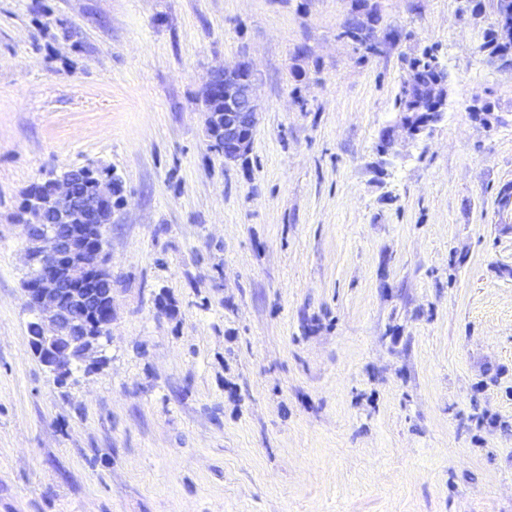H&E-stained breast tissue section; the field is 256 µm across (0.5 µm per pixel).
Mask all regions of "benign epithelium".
Returning a JSON list of instances; mask_svg holds the SVG:
<instances>
[{
	"label": "benign epithelium",
	"instance_id": "obj_1",
	"mask_svg": "<svg viewBox=\"0 0 512 512\" xmlns=\"http://www.w3.org/2000/svg\"><path fill=\"white\" fill-rule=\"evenodd\" d=\"M447 95L446 78L420 95L406 88L396 123L382 131L383 151L394 145V130L415 140L441 122ZM423 101L434 108L426 117L415 112ZM202 104L210 145L219 146L226 161L248 154L259 124L250 62L239 59L212 71ZM94 171L99 178L91 182L92 189L76 192L75 184ZM117 188L111 169L73 166L51 177L42 194L24 202L22 224L31 266L25 282L32 315L30 349L60 380L94 359L112 324V278L103 255L104 215L112 211Z\"/></svg>",
	"mask_w": 512,
	"mask_h": 512
}]
</instances>
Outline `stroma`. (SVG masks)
<instances>
[{
    "mask_svg": "<svg viewBox=\"0 0 512 512\" xmlns=\"http://www.w3.org/2000/svg\"><path fill=\"white\" fill-rule=\"evenodd\" d=\"M0 0V512H512V71L496 0ZM444 120L380 148L407 58ZM261 121L225 162L212 69ZM491 109L490 124L472 109ZM120 176L104 358L29 348L16 216L49 172ZM505 0H497V19L496 21L490 25L483 33V43L480 46V49L483 51H487L488 55L494 58H497L501 61V64L510 62V68H512V39L505 40L500 33V25H499V17L503 10ZM512 11L510 8L505 6L502 15L501 21L502 25L505 26V29H510L512 33V19H507L508 14ZM343 35L358 43L366 52H377V42L372 26L365 27L355 18L348 19L344 26ZM435 60L437 61L436 64L434 63ZM438 65H441V63L437 56L431 54L428 51H424L421 56L413 57L408 61L407 77L403 80L401 86L403 83H405L409 77V74H411L414 88L419 89L420 87L426 85L428 82L439 76L440 70ZM222 103L221 111L215 105ZM205 129L210 146L218 145L225 161H237L252 148L259 124L254 73L249 61L238 59L213 70L203 100Z\"/></svg>",
    "mask_w": 512,
    "mask_h": 512,
    "instance_id": "obj_1",
    "label": "stroma"
}]
</instances>
